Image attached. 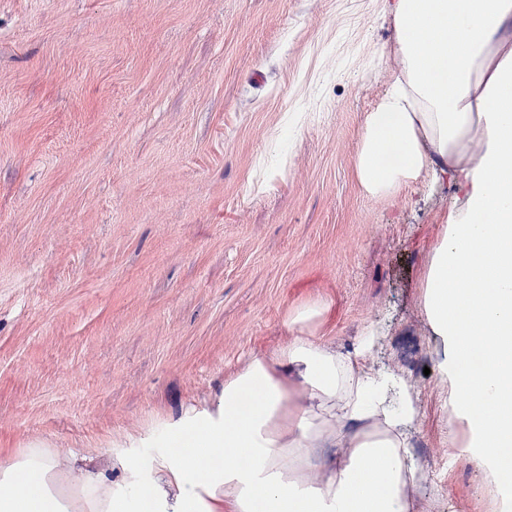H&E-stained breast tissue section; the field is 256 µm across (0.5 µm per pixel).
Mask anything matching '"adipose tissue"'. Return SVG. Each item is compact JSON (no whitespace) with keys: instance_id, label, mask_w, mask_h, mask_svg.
Here are the masks:
<instances>
[{"instance_id":"adipose-tissue-1","label":"adipose tissue","mask_w":512,"mask_h":512,"mask_svg":"<svg viewBox=\"0 0 512 512\" xmlns=\"http://www.w3.org/2000/svg\"><path fill=\"white\" fill-rule=\"evenodd\" d=\"M388 2L401 71L366 118L355 169L374 196L425 174L464 193L432 249L424 310L449 347L452 415L468 433L459 452L493 478L497 512H512V485L496 479L512 448V0ZM324 309L296 308L288 345L172 422L148 467L115 451L122 481L89 470L68 496L50 450L0 460V512H412L413 397L367 368L363 349L326 348ZM477 345L482 370L461 374ZM339 444L320 480L286 463Z\"/></svg>"}]
</instances>
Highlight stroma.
I'll use <instances>...</instances> for the list:
<instances>
[{
    "label": "stroma",
    "mask_w": 512,
    "mask_h": 512,
    "mask_svg": "<svg viewBox=\"0 0 512 512\" xmlns=\"http://www.w3.org/2000/svg\"><path fill=\"white\" fill-rule=\"evenodd\" d=\"M385 0H0V456L112 478L324 303L341 354L410 388L414 512H495L456 453L447 346L424 307L462 191L360 185L400 67Z\"/></svg>",
    "instance_id": "obj_1"
}]
</instances>
